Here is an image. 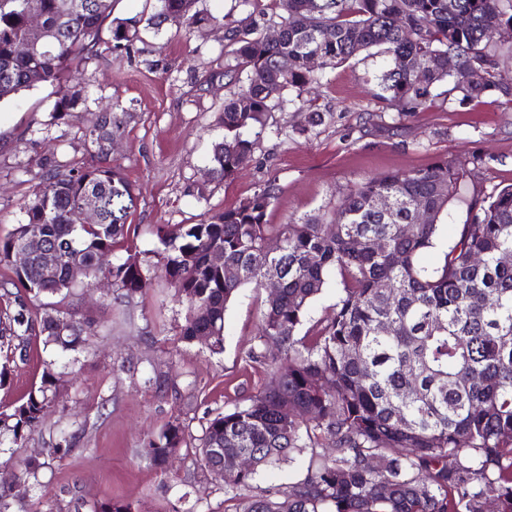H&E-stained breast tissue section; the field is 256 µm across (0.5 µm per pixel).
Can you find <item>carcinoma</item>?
Returning <instances> with one entry per match:
<instances>
[{"instance_id": "obj_1", "label": "carcinoma", "mask_w": 512, "mask_h": 512, "mask_svg": "<svg viewBox=\"0 0 512 512\" xmlns=\"http://www.w3.org/2000/svg\"><path fill=\"white\" fill-rule=\"evenodd\" d=\"M512 0H277L284 11L281 37L263 38L269 20L253 11L228 20L198 8L199 0H145L144 17L111 18L112 0H0V102L39 85L58 87L54 112L62 118L80 97L65 75L100 54V47L129 56L142 41L141 28L159 34L179 16L189 31L223 22L235 65L224 75L248 71V83L224 102L223 134L211 144L209 179L224 182L239 157L255 149L267 113L300 100L330 69L372 48L389 57L372 96L417 112L434 85L449 81L459 102H512V87L500 81L504 46L512 48ZM38 11L51 46L20 56L14 43L28 36L27 16ZM317 58L312 68L309 59ZM454 70H448V62ZM475 70L476 81L460 86L456 72ZM120 120L103 110L86 140L107 153ZM34 198L24 203V221L0 238V265L13 277L0 283V387L10 363L27 359L32 341L62 355L82 353L96 336L94 321L76 319L42 298L69 295V266L85 276H112L117 299L133 300L146 286L147 270L133 255L112 261L124 238L132 185L110 163L91 170L69 168L53 156L35 161ZM470 170L439 160L410 172L369 177L350 188L330 217H303L269 224L267 210L278 188L267 182L238 206L199 224L158 231L164 276L185 307L181 336L211 338L224 348V317L236 291L262 287L271 273L280 292L267 298L257 343L246 352L266 358L262 346L280 345L274 370L261 391L202 426L197 452L214 473V449L255 459L224 494L237 512H512V184L468 201V219L455 244L433 269L419 263L437 247L439 224L466 190ZM99 203L97 224L79 222L87 198ZM387 200L392 209L384 211ZM430 221L418 219L420 208ZM30 224L42 225L57 253L56 277L37 267L18 268L12 253ZM377 242L373 249L369 243ZM224 252V265L240 270L224 278L210 254ZM320 263L313 265L310 256ZM401 261H393L394 255ZM479 256L482 262L472 261ZM342 293L309 335L297 331L314 299L332 278ZM496 306L487 305L488 298ZM72 328L58 331L54 318ZM391 323L388 334L380 331ZM61 385L55 362L43 361L40 382L10 409L0 411V434L21 447L41 431ZM299 409L294 418L276 412L275 401ZM180 422L149 439L143 455L160 473L185 442ZM309 452L306 473L289 488L256 485L261 472L292 454ZM49 462L0 461V512L27 495Z\"/></svg>"}]
</instances>
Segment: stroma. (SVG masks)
<instances>
[{
  "mask_svg": "<svg viewBox=\"0 0 512 512\" xmlns=\"http://www.w3.org/2000/svg\"><path fill=\"white\" fill-rule=\"evenodd\" d=\"M204 6L215 21L190 34L170 25L159 35L144 32L132 55L102 50L68 78L81 102L64 118L53 112L57 95L49 85L0 105V237L23 219L21 205L34 185L31 159L51 152L75 168L98 165L84 134L109 104L121 121L109 156L136 196L126 242L150 271L146 290L131 304L115 302L110 282L84 277L63 302L75 317L95 321L97 334L76 360L58 362L60 403L41 433L18 449L0 442V454L42 457L63 430L77 440L72 452L43 470L24 502H12L11 512H94L112 498L132 502L138 512H172L176 505L182 512H235L223 481L200 469L193 450H181L163 475L141 448L173 420L198 437L206 418L262 389L268 368L246 361L244 352L258 333L267 292L250 285L238 290L225 314L223 352L182 341L185 310L161 274L159 228L208 220L269 180L279 193L268 223L323 215L362 179L445 158L468 163L489 157L488 165L471 171L475 191L512 184L511 109L459 104L443 83L425 109L401 111L371 96L387 59L364 53L329 72L310 102L268 113L265 132L234 177L208 181L211 143L221 133L222 72L233 61L217 19L242 12L234 0H205ZM314 108L325 113L322 124L309 123ZM190 184L202 195L187 194ZM52 358L37 347L28 361L17 362L10 385L0 388V409L38 383L42 361Z\"/></svg>",
  "mask_w": 512,
  "mask_h": 512,
  "instance_id": "stroma-1",
  "label": "stroma"
}]
</instances>
